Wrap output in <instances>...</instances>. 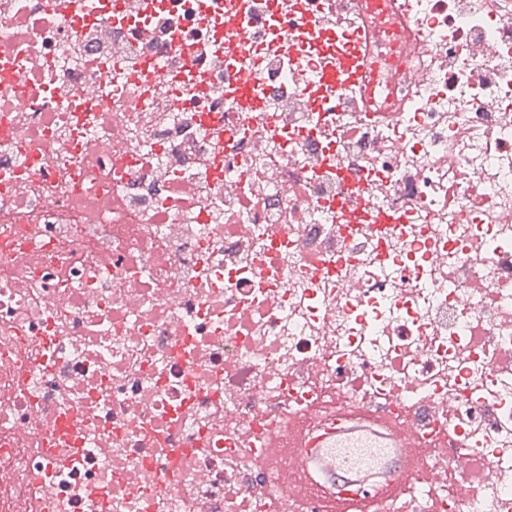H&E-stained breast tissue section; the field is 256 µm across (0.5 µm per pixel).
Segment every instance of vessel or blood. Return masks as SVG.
<instances>
[{"label":"vessel or blood","instance_id":"obj_1","mask_svg":"<svg viewBox=\"0 0 512 512\" xmlns=\"http://www.w3.org/2000/svg\"><path fill=\"white\" fill-rule=\"evenodd\" d=\"M268 445L298 464L293 495L322 489L323 512H379L385 496L413 489L423 478L418 429L379 411L339 405L313 427L289 423L287 441L273 437Z\"/></svg>","mask_w":512,"mask_h":512}]
</instances>
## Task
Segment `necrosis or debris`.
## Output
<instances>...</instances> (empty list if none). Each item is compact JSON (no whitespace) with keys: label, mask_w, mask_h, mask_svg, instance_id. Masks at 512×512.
Segmentation results:
<instances>
[{"label":"necrosis or debris","mask_w":512,"mask_h":512,"mask_svg":"<svg viewBox=\"0 0 512 512\" xmlns=\"http://www.w3.org/2000/svg\"><path fill=\"white\" fill-rule=\"evenodd\" d=\"M408 3L0 0V512H304L336 401L512 512V0Z\"/></svg>","instance_id":"obj_1"}]
</instances>
